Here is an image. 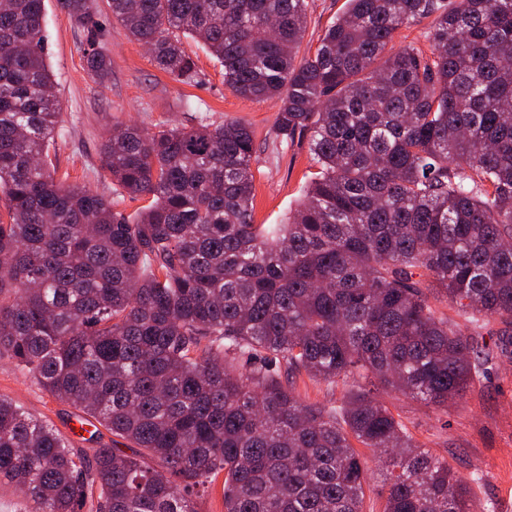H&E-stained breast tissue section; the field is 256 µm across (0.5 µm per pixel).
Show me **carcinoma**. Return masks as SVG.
Wrapping results in <instances>:
<instances>
[{
	"label": "carcinoma",
	"mask_w": 512,
	"mask_h": 512,
	"mask_svg": "<svg viewBox=\"0 0 512 512\" xmlns=\"http://www.w3.org/2000/svg\"><path fill=\"white\" fill-rule=\"evenodd\" d=\"M91 77L112 62L90 0H59ZM155 66L196 82L182 38L246 100H280L282 139L319 171L285 224L251 222L253 134L238 120L101 144L134 218L57 182L44 0H0V359L142 449L79 455L0 396V482L28 512H362L379 452L384 512H489L377 398L435 410L512 336V0H347L298 57L306 0H109ZM431 55L394 34L424 19ZM445 302L452 315L438 313ZM351 383L316 405L297 377ZM223 485L224 474L221 473L207 492L197 499L199 512H224Z\"/></svg>",
	"instance_id": "1"
}]
</instances>
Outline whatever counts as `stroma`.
Returning <instances> with one entry per match:
<instances>
[{"mask_svg":"<svg viewBox=\"0 0 512 512\" xmlns=\"http://www.w3.org/2000/svg\"><path fill=\"white\" fill-rule=\"evenodd\" d=\"M345 0H308L302 53H314L325 27ZM94 18L103 26L102 46L112 60V77L98 84L87 73L80 29L58 0H45L47 62L56 85L62 118L50 150L55 179L89 187L110 196L116 210L133 217L149 200L116 190L104 171L100 146L114 127L136 125L146 132L162 126L247 123L253 131V221L282 224L303 200L318 171L307 138L285 143L274 131L277 100L247 101L224 85V70L192 39L183 47L198 69L191 85L172 81L156 68L150 54L113 21L107 0H95ZM0 395L12 399L32 417L57 429L71 447L91 454L102 443H116L125 453L133 444L114 441L109 432H76L77 411L23 376L13 363L0 360ZM384 402L406 425L414 440L448 460L468 482L475 500L493 512H512V344L494 355L488 376L466 398L435 413L419 400L397 393Z\"/></svg>","mask_w":512,"mask_h":512,"instance_id":"35a3bbf8","label":"stroma"}]
</instances>
